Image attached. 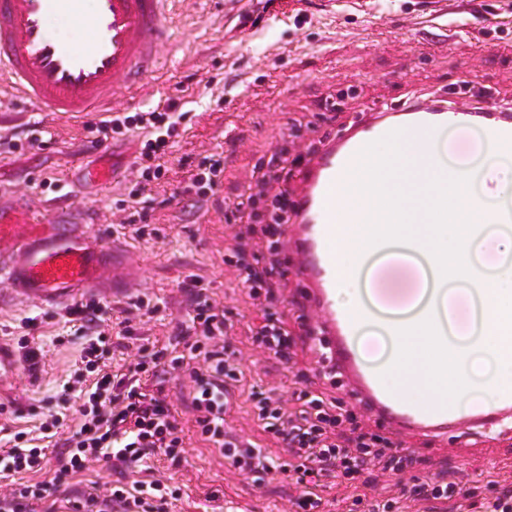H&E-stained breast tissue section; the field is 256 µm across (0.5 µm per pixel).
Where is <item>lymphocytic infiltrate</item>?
<instances>
[{
  "mask_svg": "<svg viewBox=\"0 0 512 512\" xmlns=\"http://www.w3.org/2000/svg\"><path fill=\"white\" fill-rule=\"evenodd\" d=\"M187 118L177 103L164 109H149L131 115L116 112L97 123L96 145L141 132L146 141L125 198L117 200L123 212V227L139 240L148 235L137 222L138 206L146 192L167 183L166 158L179 129ZM262 175L258 192L249 194L237 207L249 211L252 220L240 225L233 245L224 254L226 265L238 273L262 312L261 324L253 329L258 348L288 359L289 332L277 319L280 298L275 280L284 276L280 227L285 223L287 192L274 190L286 150H276ZM224 178V157L214 152L204 156L192 174L184 195L200 200L213 196ZM189 311L174 343L157 346L139 337L137 322L153 319L161 311L160 301L139 295L120 307V319L107 322L100 303L80 302L67 307L65 316L87 339L80 359L55 408L49 409L39 429L53 440L55 454L30 445L26 431H15L11 445L0 448V479L6 490L0 494V512H170L181 496L178 485L155 479L153 461L165 456L171 466L183 461L184 438L172 412L164 387L173 378L189 381L190 406L196 433L208 442L240 474L257 477L275 470L276 462L253 443L240 441L227 423L233 407L232 388L240 373L231 342L234 329L223 306L208 294L198 278L184 284ZM134 349L132 361L110 370L107 357L114 348ZM298 404L287 412L282 397L273 391L251 394L252 410L264 430L288 449L296 463L290 478L298 487L291 500L292 512H326L328 504L317 489L326 479L342 476L352 484L362 482L372 467L401 474L416 462L413 453L394 444L381 431L364 429L352 405L343 398L324 399L311 387L292 394ZM78 399L70 411V399ZM105 461L133 473L130 482L119 481L100 489L90 480V465ZM463 482L424 480L401 486L398 496L378 499L364 494L351 497L346 512H403L407 502H434L467 498Z\"/></svg>",
  "mask_w": 512,
  "mask_h": 512,
  "instance_id": "1",
  "label": "lymphocytic infiltrate"
}]
</instances>
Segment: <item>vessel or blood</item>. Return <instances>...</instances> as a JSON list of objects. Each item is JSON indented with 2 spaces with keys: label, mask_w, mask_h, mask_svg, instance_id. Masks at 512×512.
Wrapping results in <instances>:
<instances>
[{
  "label": "vessel or blood",
  "mask_w": 512,
  "mask_h": 512,
  "mask_svg": "<svg viewBox=\"0 0 512 512\" xmlns=\"http://www.w3.org/2000/svg\"><path fill=\"white\" fill-rule=\"evenodd\" d=\"M179 0H0V81L13 93L45 112L82 117L108 106L118 89L136 90L159 65V48L170 39ZM59 18L87 31V40L52 37L51 19ZM471 107L429 101L378 112L373 121L342 135H328L319 151L298 172V186L288 200L287 224L282 225L286 248L298 257L293 267L300 293L316 313L312 330L330 356L348 395L365 408L375 425L419 441L454 438L461 423L490 441L512 437L504 427L512 419V391L499 396L496 407L461 411L453 398L435 394L423 399L388 389L385 366L366 365L355 346L354 315L336 305L343 277L334 245L342 224H365L368 216L336 208L339 187L357 182L368 158H375L382 183L366 180L361 190L377 197L384 228L373 243L381 245L386 225L398 217L389 196L410 200L408 224H454L458 216L448 200L460 190L454 176L436 172L431 193L434 207L419 203L414 181L418 147L428 138L445 136L449 126L470 122ZM485 135L502 154H512V125L488 123ZM393 141L394 154L375 157L377 144ZM53 223H46V216ZM137 277L127 251L104 243L74 221L62 207L41 210L21 197L0 203V279L11 298L36 307L57 306L98 291L125 296ZM17 355L0 343V393L14 387Z\"/></svg>",
  "instance_id": "obj_1"
}]
</instances>
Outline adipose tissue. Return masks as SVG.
<instances>
[{"label": "adipose tissue", "instance_id": "1", "mask_svg": "<svg viewBox=\"0 0 512 512\" xmlns=\"http://www.w3.org/2000/svg\"><path fill=\"white\" fill-rule=\"evenodd\" d=\"M421 192L440 168L455 173L476 194L451 201L465 224H393L380 247L374 227L344 225L336 263L345 273L337 300L354 311L358 340L382 334L384 363L395 367V389L428 379L433 391L463 398L471 392L492 403L512 387V230L486 202L512 189V157L474 168L465 158L443 161L433 141L421 148ZM447 333L450 348L435 351L432 328Z\"/></svg>", "mask_w": 512, "mask_h": 512}]
</instances>
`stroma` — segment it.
<instances>
[{
	"instance_id": "1",
	"label": "stroma",
	"mask_w": 512,
	"mask_h": 512,
	"mask_svg": "<svg viewBox=\"0 0 512 512\" xmlns=\"http://www.w3.org/2000/svg\"><path fill=\"white\" fill-rule=\"evenodd\" d=\"M251 6V0H182L170 42L161 49L160 69L136 101L120 92L112 108L134 113L174 101L192 116L168 158V184L145 205L153 236L129 241L141 276L136 293L166 304L138 332L168 343L189 307L182 282L195 275L208 285L234 321L241 374L231 426L284 464L292 457L253 417L251 392L272 388L290 398L301 374L328 396L336 390L321 375L312 340L298 328L304 301L293 277L280 284L282 320L295 340L293 360L280 361L255 347L251 330L262 313L224 264L236 229L231 209L254 182L258 164L284 140H291L292 151L306 152L324 133L341 132L368 109L443 97L461 106L494 104L512 112V0H336L332 8L323 0H288L278 17L238 27V14ZM434 13L447 16V32L432 28ZM190 74L198 76V84L185 83ZM204 80L209 89H201ZM91 122L88 116L41 111L0 86V135L23 139L36 125L44 131L34 147L0 154V193L24 195L36 206L63 200L76 220L108 242L119 222L112 206L125 192L144 136L135 132L94 148ZM216 149L224 153L218 193L183 211L179 190L199 158ZM100 165L113 168L112 184L98 188L71 178L76 168ZM30 318L38 323L32 332L25 327ZM26 334L39 349L41 371L35 378L21 373L13 394L0 400V445L13 427L41 422L45 399L61 392L85 345L60 308L1 305L0 340L14 347ZM165 392L185 435L180 467L163 459L154 465L155 477L182 489L171 512H289L296 488L287 474L272 472L260 485L240 475L194 434L187 380H170ZM404 446L418 459L411 474L378 476L367 494L386 497L397 482L437 475L465 480L475 493L470 507L456 500L413 502L407 512H482L495 485L512 484V442L490 445L470 434L426 448L415 440ZM212 488L223 491L221 503L207 500Z\"/></svg>"
}]
</instances>
